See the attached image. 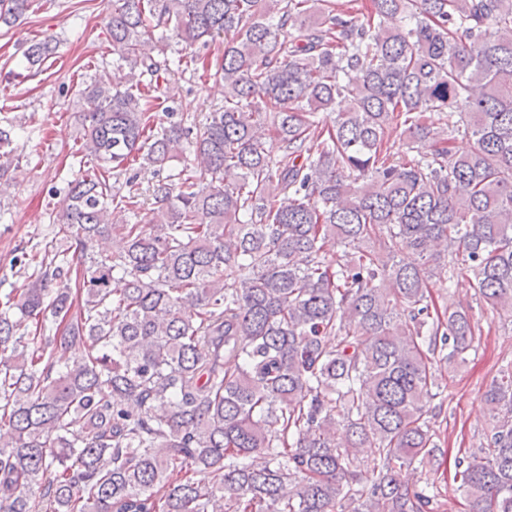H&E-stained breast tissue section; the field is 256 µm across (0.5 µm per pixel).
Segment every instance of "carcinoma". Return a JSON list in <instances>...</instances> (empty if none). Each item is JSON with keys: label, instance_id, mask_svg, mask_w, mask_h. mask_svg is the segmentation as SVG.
<instances>
[{"label": "carcinoma", "instance_id": "carcinoma-1", "mask_svg": "<svg viewBox=\"0 0 512 512\" xmlns=\"http://www.w3.org/2000/svg\"><path fill=\"white\" fill-rule=\"evenodd\" d=\"M34 2L0 0V24ZM373 3L116 0L131 84L102 69L79 90L92 166L0 297V512H433L436 370L466 363L476 324L436 307L431 269L449 257L448 284L512 318V0ZM221 36L224 106L173 120L162 83L208 69L194 47ZM151 40L180 49L160 63ZM459 132L462 154L444 146ZM187 153L148 188L145 224H112L141 205L113 172ZM114 230L124 252H96ZM484 399L492 426L457 459L460 488L473 512H512V363ZM416 463L411 490L395 469Z\"/></svg>", "mask_w": 512, "mask_h": 512}]
</instances>
